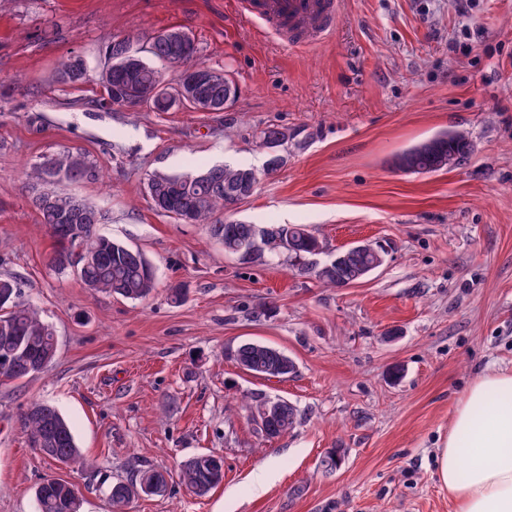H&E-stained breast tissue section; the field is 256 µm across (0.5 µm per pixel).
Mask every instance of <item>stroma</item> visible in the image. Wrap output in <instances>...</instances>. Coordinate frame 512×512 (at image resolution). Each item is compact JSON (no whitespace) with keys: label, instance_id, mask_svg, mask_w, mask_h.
I'll return each instance as SVG.
<instances>
[{"label":"stroma","instance_id":"1","mask_svg":"<svg viewBox=\"0 0 512 512\" xmlns=\"http://www.w3.org/2000/svg\"><path fill=\"white\" fill-rule=\"evenodd\" d=\"M173 29L224 68L235 102L101 108L105 37ZM66 55L83 59L82 83H58ZM272 123L295 133L285 163L232 219L306 225L326 244L320 264L359 242L382 246L363 283L324 286L283 256L243 262L205 225L153 207L155 173L262 171L257 134ZM445 130L471 142L462 165L395 167ZM64 151L101 177L58 189L151 260L149 300L50 268L56 242L22 173ZM0 276L57 338L43 373L0 382V512H36L47 476L79 487L82 512H110L116 480L175 472L199 452L223 455V484L197 496L173 480L126 512H452L435 455L453 408L487 368L512 371V0H344L335 33L307 48L261 33L235 0H0ZM175 286L183 303L167 297ZM244 342L283 351L295 374L245 373L225 355ZM268 397L297 406L293 432L260 434L246 406ZM34 400L69 422L95 470L30 445L21 416ZM335 448L342 463L325 471Z\"/></svg>","mask_w":512,"mask_h":512}]
</instances>
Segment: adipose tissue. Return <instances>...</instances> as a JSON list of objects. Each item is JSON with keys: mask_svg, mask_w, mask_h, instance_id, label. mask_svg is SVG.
Returning <instances> with one entry per match:
<instances>
[{"mask_svg": "<svg viewBox=\"0 0 512 512\" xmlns=\"http://www.w3.org/2000/svg\"><path fill=\"white\" fill-rule=\"evenodd\" d=\"M455 512H512V373L479 375L455 405L436 455Z\"/></svg>", "mask_w": 512, "mask_h": 512, "instance_id": "ef3b65f1", "label": "adipose tissue"}]
</instances>
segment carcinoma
Returning <instances> with one entry per match:
<instances>
[{
  "mask_svg": "<svg viewBox=\"0 0 512 512\" xmlns=\"http://www.w3.org/2000/svg\"><path fill=\"white\" fill-rule=\"evenodd\" d=\"M165 33L150 37L138 49L136 62L120 71L110 70L104 75L106 105L122 106L125 88L133 83L151 85L167 82L169 87L180 84L182 73L187 66L198 63V47L195 41L176 48L163 45ZM164 61L173 67L170 80L148 64L140 53ZM82 64L76 57H63L57 66L60 82H73L70 74ZM260 144L273 140L282 148L288 143V130L278 124H269L258 135ZM459 153L467 158L471 152L470 142L465 133L450 131L440 133L429 143L412 146L400 154L397 167L411 173L426 174L448 169V153ZM66 177L70 182L96 180L99 172L81 153L70 151L60 153L26 171L33 195L52 197L54 204L35 206L39 223L46 226L57 243V249L50 259L51 268L60 273V259L77 245L97 248L101 259L90 267L80 280L88 288L117 296L126 300L140 301L149 297L156 288L153 265L139 250L121 241L97 232L88 215L96 208L64 192L43 189L37 186L50 180ZM251 179L259 183L257 171L246 166L228 164L214 165L185 174H153L147 182V193L154 207L161 213L171 215L186 224H206L210 235L224 244V252L232 248L245 250L259 242L265 254L285 256L290 260H301L323 250V242L312 234L304 224H245L238 221H223L217 215L234 209L237 199L227 191L235 189L241 182ZM371 258L365 254L353 253L341 265L328 262L314 269L315 277L331 287L350 284L354 270L367 266ZM0 292L7 294V300L0 304V378L18 381L31 375L28 364L33 358L51 361L57 350L53 327L41 317L34 305L21 300V293L15 281L0 279ZM280 351L261 344L251 343L237 347L232 356H242L252 363L254 371L274 374L281 363ZM300 419L299 410L292 406L273 426L270 436H280L294 429ZM23 426L28 439L48 459L66 465L90 468L93 463L77 448L73 433L51 405L34 401L23 416ZM178 479L192 493L202 496L222 484L224 480V458L208 453L193 455L180 462ZM156 488L161 495L168 490L164 472L154 468H138L125 480L112 484L109 499L112 512H120L136 497L143 487ZM37 512H80L81 494L72 483L49 476L36 488Z\"/></svg>",
  "mask_w": 512,
  "mask_h": 512,
  "instance_id": "cac0c4a2",
  "label": "carcinoma"
}]
</instances>
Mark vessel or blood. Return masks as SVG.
Masks as SVG:
<instances>
[{
    "label": "vessel or blood",
    "mask_w": 512,
    "mask_h": 512,
    "mask_svg": "<svg viewBox=\"0 0 512 512\" xmlns=\"http://www.w3.org/2000/svg\"><path fill=\"white\" fill-rule=\"evenodd\" d=\"M343 0H239L241 11L293 47L317 44L331 36Z\"/></svg>",
    "instance_id": "obj_1"
}]
</instances>
